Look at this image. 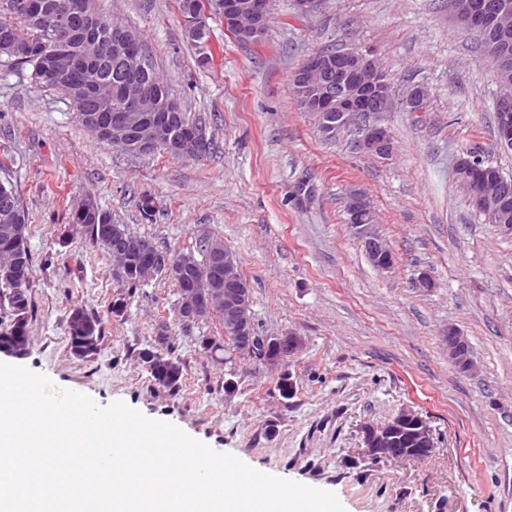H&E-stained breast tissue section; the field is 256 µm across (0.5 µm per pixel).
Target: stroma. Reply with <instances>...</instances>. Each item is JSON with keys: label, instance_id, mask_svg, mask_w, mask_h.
<instances>
[{"label": "stroma", "instance_id": "1", "mask_svg": "<svg viewBox=\"0 0 512 512\" xmlns=\"http://www.w3.org/2000/svg\"><path fill=\"white\" fill-rule=\"evenodd\" d=\"M98 3L140 34L215 146L197 160L124 153L78 123L63 91L34 85L31 66L0 57V162L29 215L33 256L31 346L18 365L98 405L124 402L260 472L330 491L346 512H512V236L471 206L454 174L457 158L476 151L512 177V151L494 136L496 72L449 0H320L305 19L292 0H273L257 44L209 19L205 66L176 0ZM329 45L373 50L395 97L426 90L425 111L383 114L391 157L357 153L348 130L322 138L293 99V73ZM354 189L374 206L391 271L369 263L347 222ZM88 199L176 255L197 253L205 236L223 240L259 335L293 333L301 349L277 371L203 349L201 338L223 339V325L181 321L164 276L133 289L117 277L106 251L69 222ZM422 274L432 288L417 287ZM117 300L126 303L118 314ZM76 307L104 328L83 359L68 342ZM450 328L466 337L473 370L449 361ZM147 349L182 363L177 388L155 384L140 359ZM283 370L295 383L289 398L276 386ZM404 408L427 422L435 453L371 463L362 426Z\"/></svg>", "mask_w": 512, "mask_h": 512}]
</instances>
